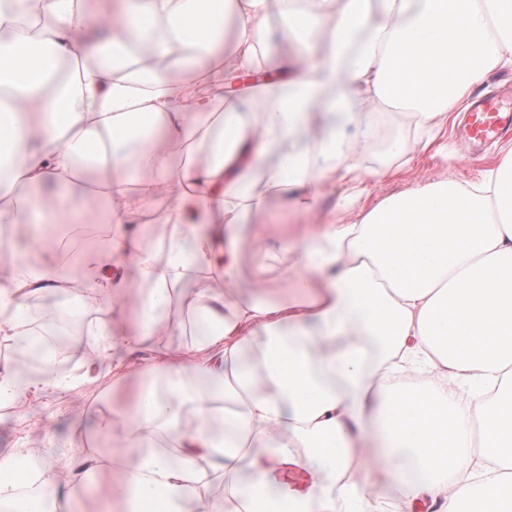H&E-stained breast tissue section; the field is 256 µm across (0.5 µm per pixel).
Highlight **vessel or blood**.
Wrapping results in <instances>:
<instances>
[{"label": "vessel or blood", "mask_w": 512, "mask_h": 512, "mask_svg": "<svg viewBox=\"0 0 512 512\" xmlns=\"http://www.w3.org/2000/svg\"><path fill=\"white\" fill-rule=\"evenodd\" d=\"M512 136V101L499 96L477 98L460 129V137L472 150L485 143Z\"/></svg>", "instance_id": "obj_1"}]
</instances>
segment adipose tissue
<instances>
[{"label":"adipose tissue","instance_id":"1","mask_svg":"<svg viewBox=\"0 0 512 512\" xmlns=\"http://www.w3.org/2000/svg\"><path fill=\"white\" fill-rule=\"evenodd\" d=\"M283 15L289 53L263 33ZM106 30L94 49L77 30ZM148 47L158 66H137ZM512 71V0H0V230L19 217L66 223L84 171L113 232L88 247L77 293L108 309L102 350L167 336L177 286L207 281L194 338L146 367L132 411L101 417L117 438L105 505L131 512H512V151L479 180H433L360 207L379 113L433 133L492 73ZM346 115L362 134L324 130ZM210 160L195 164L194 149ZM152 172L132 185V172ZM340 176L351 223L280 224L279 261L301 285L266 288L271 254L240 284V234L275 202L319 214ZM53 184L56 193L41 190ZM173 200L166 262L128 233ZM48 261L0 275V340L25 335L34 298L66 287ZM139 311L135 328L124 309ZM0 367V402L69 387ZM192 407L196 425L181 414ZM418 480L399 474L408 465ZM69 512L42 449L0 453V499L16 489ZM224 482V505L205 493Z\"/></svg>","mask_w":512,"mask_h":512}]
</instances>
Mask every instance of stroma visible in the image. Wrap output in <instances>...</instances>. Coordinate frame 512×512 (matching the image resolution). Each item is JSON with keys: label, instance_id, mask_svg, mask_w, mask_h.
<instances>
[{"label": "stroma", "instance_id": "obj_1", "mask_svg": "<svg viewBox=\"0 0 512 512\" xmlns=\"http://www.w3.org/2000/svg\"><path fill=\"white\" fill-rule=\"evenodd\" d=\"M382 123L386 133L374 146L377 157L388 160L392 144L399 140H408L409 145L390 177L364 182L361 204L366 208L379 198L411 189L430 178L476 181L512 149L510 139L489 146L485 153L468 154L460 147L449 123L430 144L412 143L414 123L407 112L385 113ZM194 291L191 285L179 287L170 309L171 320L183 322L182 331L119 352V360L136 368L135 373L120 379L102 373L99 355L93 351L89 338L90 331L108 319L107 310L71 303L69 293L64 291L34 299L33 307L42 311L50 308L77 321L75 340L55 361L56 370L72 376L74 383L65 390L33 391L21 402L0 404V453L14 448H48L52 453L69 454L77 460H97L99 471L89 473L86 482L66 486L65 491L74 497L77 512H101L102 503L95 487L109 480L111 446L98 435L97 418L115 410L132 409L135 391L141 383L138 369L152 362L156 350H175L192 341L187 298Z\"/></svg>", "mask_w": 512, "mask_h": 512}]
</instances>
